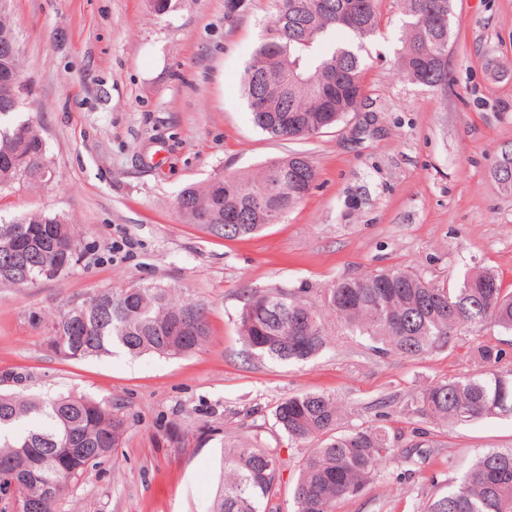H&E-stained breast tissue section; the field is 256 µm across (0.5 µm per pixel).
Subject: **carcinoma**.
<instances>
[{"mask_svg":"<svg viewBox=\"0 0 512 512\" xmlns=\"http://www.w3.org/2000/svg\"><path fill=\"white\" fill-rule=\"evenodd\" d=\"M275 13L246 66L243 92L253 122L273 138L309 139L331 128L365 101V43L379 28L377 0H276ZM0 0V74L20 75L15 31ZM404 37L399 74L436 88L451 80L448 44L453 0H400ZM20 100L0 89V191L15 182L46 183L52 171L47 146L29 120L14 119ZM495 177L512 186V151L502 153ZM318 171L309 156L272 159L255 173H224L204 186H189L176 207L190 224L227 239L249 238L276 224L310 193ZM79 261L77 234L69 221L33 212L0 221V284L55 278ZM305 288L255 290L237 316L248 352L281 362L306 361L327 348L326 315L353 336H364L382 355L415 360L442 352L485 326L512 335V291L483 269L453 286L408 270L345 278L322 290L321 307ZM210 338L203 302L164 283L103 289L56 319L52 344L67 358L112 353L186 356ZM507 351L481 344L469 352L470 370L436 380L402 398L411 429L346 424L332 395L307 392L275 405L273 427L291 445L315 442L302 458L293 490L294 512H336L360 494L394 449L433 447L431 431L483 418L512 417V371L499 369ZM0 494L16 482L29 491L24 512H56L57 501L87 467L112 454L124 421L112 406L81 394L35 398L0 390ZM283 462L255 436L224 444L222 472L212 512H279L276 497ZM425 512H512V448H483L472 464L448 479V491Z\"/></svg>","mask_w":512,"mask_h":512,"instance_id":"carcinoma-1","label":"carcinoma"}]
</instances>
